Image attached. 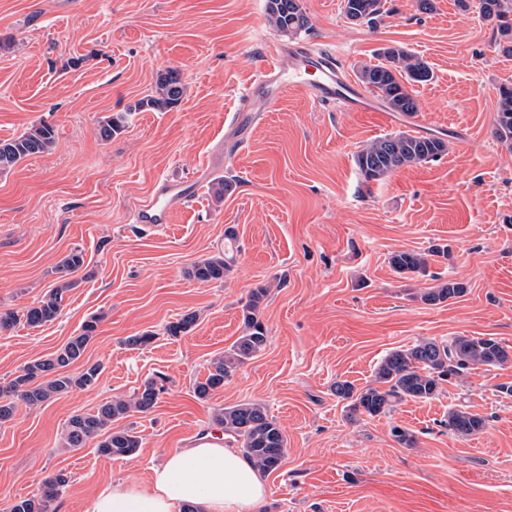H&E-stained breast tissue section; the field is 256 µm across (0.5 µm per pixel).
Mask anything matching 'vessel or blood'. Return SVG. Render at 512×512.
Returning a JSON list of instances; mask_svg holds the SVG:
<instances>
[{
    "instance_id": "b4317fda",
    "label": "vessel or blood",
    "mask_w": 512,
    "mask_h": 512,
    "mask_svg": "<svg viewBox=\"0 0 512 512\" xmlns=\"http://www.w3.org/2000/svg\"><path fill=\"white\" fill-rule=\"evenodd\" d=\"M300 89L315 103H332L351 112L371 111L369 96L336 69L332 59L305 47H277L261 63L228 126L236 129L261 112L272 111L291 89ZM197 180L155 181L149 196L133 212V221L165 228L173 215L194 199Z\"/></svg>"
}]
</instances>
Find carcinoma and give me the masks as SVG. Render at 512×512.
Wrapping results in <instances>:
<instances>
[{
	"label": "carcinoma",
	"mask_w": 512,
	"mask_h": 512,
	"mask_svg": "<svg viewBox=\"0 0 512 512\" xmlns=\"http://www.w3.org/2000/svg\"><path fill=\"white\" fill-rule=\"evenodd\" d=\"M385 0H343L342 13L355 16L362 24L375 22L384 13ZM480 15L496 25L500 39L506 43L503 51L512 53V3L509 0H478ZM267 18L278 31L295 36L309 28V18L301 0H267ZM382 61L365 65L358 72V80L377 94L394 112L412 114L419 110L409 90L413 83L431 79L427 63L404 48L386 50ZM183 85L179 74L169 71L160 76L156 90L138 102V108L154 112H167L181 101ZM496 137L512 143V86L498 89ZM54 129L48 125H33L22 134L0 140V171L13 168L26 158L45 153L54 146ZM446 151L444 140L435 137L414 136L406 132L381 137L355 156V164L365 181L376 182L393 171L407 165L433 160ZM390 264L398 274L423 272L427 267L424 254L399 251L392 254ZM84 265L83 252L74 249L65 255L58 270L65 274L78 272ZM228 265L224 255L217 254L198 260L187 269L188 276L201 281L224 280ZM72 286L64 282L52 289L38 302L26 307L22 313L0 312V332L11 329L19 322L29 327H41L57 318L64 294ZM466 287L455 280L440 283L425 290L420 299L430 305H439L464 294ZM268 289L257 287L250 291L242 307L241 336L223 355L210 362L208 374L194 384L197 398L206 399L211 392L224 386L245 361L257 356L268 343V336L260 320L261 305ZM100 318L93 317L72 336L50 359L26 364L20 374L7 386H0V424L13 419L17 403L38 406L71 390L87 389L97 383L101 366L94 364L69 373L65 368L77 363L94 337ZM196 315L185 314L165 327L168 335L177 337L188 332L195 324ZM507 347L493 338L455 336L450 340L422 341L410 348L394 349L380 361L376 372V385L357 389L348 381H338L333 387L336 397L350 401L352 412L370 417L391 412L407 399L430 400L441 391V385L451 376H458L478 365L496 366L509 360ZM165 385L152 378L126 399H113L102 404L94 413L72 415L63 433V442L69 448H80L87 440L97 439V452L108 458H125L140 447L138 436L129 428L115 426L130 412L147 413L155 407ZM215 422L224 434L241 445L242 453L263 472H273L281 464L286 450V439L278 423L267 415L260 403H241L219 409ZM486 427L484 417L468 411L453 409L448 412V430L461 437L476 435ZM65 471L54 472L41 482L38 492L20 499L7 507V512H51L53 502L68 485Z\"/></svg>",
	"instance_id": "cac0c4a2"
}]
</instances>
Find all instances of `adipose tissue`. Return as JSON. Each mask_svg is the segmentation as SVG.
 <instances>
[{"label":"adipose tissue","instance_id":"1","mask_svg":"<svg viewBox=\"0 0 512 512\" xmlns=\"http://www.w3.org/2000/svg\"><path fill=\"white\" fill-rule=\"evenodd\" d=\"M266 485L245 456L215 443L179 448L143 483L119 482L88 500L83 512H262Z\"/></svg>","mask_w":512,"mask_h":512}]
</instances>
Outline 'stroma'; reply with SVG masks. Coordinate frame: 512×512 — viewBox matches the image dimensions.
<instances>
[{
	"instance_id": "obj_1",
	"label": "stroma",
	"mask_w": 512,
	"mask_h": 512,
	"mask_svg": "<svg viewBox=\"0 0 512 512\" xmlns=\"http://www.w3.org/2000/svg\"><path fill=\"white\" fill-rule=\"evenodd\" d=\"M267 0H0V139L31 125L55 130L54 150L0 173V310L20 311L60 281L71 250L85 264L58 317L0 333V386L51 358L99 317L83 361L98 382L37 407L18 405L0 425V512L31 497L54 471L70 477L57 512H82L104 486L146 481L152 466L200 433L217 409L263 404L287 439L280 467L264 476L265 512H512V360L476 366L434 399L406 400L389 414L350 413L332 390L361 388L396 348L458 335L512 347V145L495 135L498 88L512 84V55L477 9L435 0H386L370 27L347 20L342 0H302L309 28L290 37L267 20ZM309 43L332 51L348 77L377 63L387 45L430 66L413 87L419 110L348 112L291 92L246 132L232 161L212 155L226 114L269 46ZM184 86L167 112H138L161 74ZM125 123L111 140L99 129ZM434 135L447 150L367 182L354 158L394 133ZM200 178L193 204L157 231L132 222L153 182ZM233 187L216 197L219 181ZM223 280L186 270L225 250ZM447 247L444 257L433 246ZM428 254L426 272L398 274L392 253ZM466 293L440 305L420 295L439 280ZM269 293L260 317L268 344L224 387L198 399L193 384L240 336L251 289ZM192 313L182 336L168 323ZM155 333L148 346L128 337ZM166 390L131 414L140 446L130 457L98 454L95 441L66 448L68 418L132 395L150 378ZM485 417L463 438L448 412ZM413 433L400 445L392 427Z\"/></svg>"
}]
</instances>
